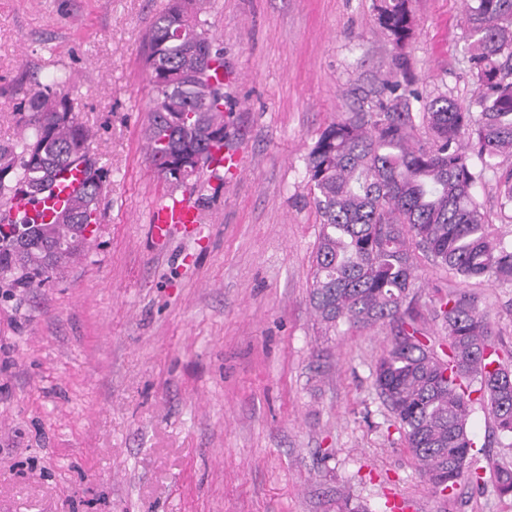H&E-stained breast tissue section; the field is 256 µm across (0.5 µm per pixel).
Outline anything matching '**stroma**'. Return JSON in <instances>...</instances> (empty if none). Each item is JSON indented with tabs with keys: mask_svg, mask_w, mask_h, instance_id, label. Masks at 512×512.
<instances>
[{
	"mask_svg": "<svg viewBox=\"0 0 512 512\" xmlns=\"http://www.w3.org/2000/svg\"><path fill=\"white\" fill-rule=\"evenodd\" d=\"M237 81L224 135L242 172L202 174L200 235L157 240L169 194L145 157L146 34L168 0H0V145L25 132L33 81L61 75L109 172L85 254L0 296V512H512L496 472L512 447L474 406L477 445L443 494L420 477L373 385L392 325L325 333L308 302L320 219L305 159L368 106L397 51L372 0H204ZM407 50L423 93L469 96L463 0H413ZM415 327L447 347L435 308L480 295L512 351V287L465 284L418 256Z\"/></svg>",
	"mask_w": 512,
	"mask_h": 512,
	"instance_id": "1",
	"label": "stroma"
}]
</instances>
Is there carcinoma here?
Returning a JSON list of instances; mask_svg holds the SVG:
<instances>
[{
	"label": "carcinoma",
	"mask_w": 512,
	"mask_h": 512,
	"mask_svg": "<svg viewBox=\"0 0 512 512\" xmlns=\"http://www.w3.org/2000/svg\"><path fill=\"white\" fill-rule=\"evenodd\" d=\"M379 26L398 50L388 97L327 125L306 160L320 217L309 303L326 330L346 323L396 324L378 361L374 385L397 419L423 479L454 491L469 471L475 442L472 406L480 404L494 433L512 439V365L493 334L479 297L468 291L440 301L436 317L448 336L440 356L406 321L420 250L464 281L512 285V240L489 230L476 188L492 178L501 212H512V0H465L463 38L473 89L466 104L446 91L423 95L408 77L403 53L414 35L412 0H374ZM144 70L155 91L144 130L150 164L195 159L224 147V51L202 62L215 43L197 0H170L148 33ZM420 105L428 139L412 138ZM28 133L0 147V197L18 188L34 201L57 171L79 166L84 190L49 223H0V288H30L80 256L94 231L108 171L88 156L89 129L78 121L55 75L25 92ZM478 397H473V394Z\"/></svg>",
	"instance_id": "obj_1"
}]
</instances>
